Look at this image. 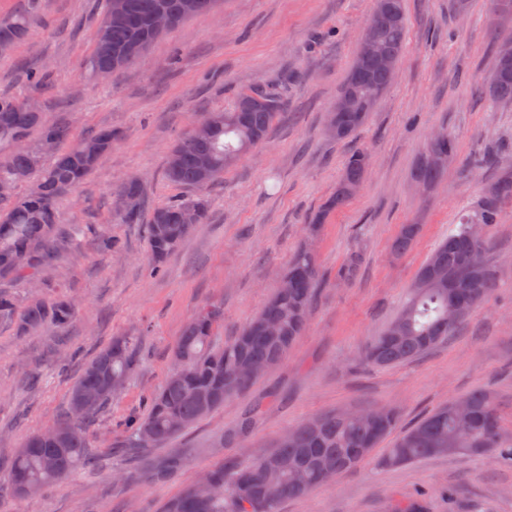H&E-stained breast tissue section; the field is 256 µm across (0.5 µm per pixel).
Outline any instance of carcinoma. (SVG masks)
Listing matches in <instances>:
<instances>
[{"label":"carcinoma","instance_id":"carcinoma-1","mask_svg":"<svg viewBox=\"0 0 512 512\" xmlns=\"http://www.w3.org/2000/svg\"><path fill=\"white\" fill-rule=\"evenodd\" d=\"M193 12L175 20L176 29L186 19L207 14L217 0H193ZM398 6L397 20L372 30L373 37L400 64L406 46L404 0H385ZM174 7V0H106V9L95 34L94 47L86 58V70L94 75L109 65L119 71L140 59L151 44L164 35L151 25L154 14ZM30 18L19 13L0 20V44L14 46L28 34ZM393 76L374 61L354 58L343 91L353 90L358 111L342 113L345 131L336 140L343 141L368 121L382 99ZM252 92L258 99L249 111L241 112V100L229 109L207 113L200 124L209 127L203 144L191 135L179 140L171 153L181 155L178 167L167 164L166 177L177 186L203 189L213 184L250 149L263 143L280 114L283 100L277 89L257 86ZM489 96L512 102V58L496 56ZM26 100L0 96V183L16 185L35 178L31 189L22 195L0 198V282L16 286L30 285L43 268L52 265L58 244L78 247L84 234L81 224L59 222L58 204L73 193L111 153L118 134L110 127L74 139L64 151H47L45 141L55 144L71 138L69 122L61 118L52 124L42 121V113L24 111ZM370 166L369 153L355 150L345 161L342 178L327 209L345 205L350 199L345 186L362 182ZM443 169L424 158L418 181L430 184ZM493 192L484 194L482 206L473 215H463L460 224L448 231L429 259L420 268L408 291L400 314L385 332L375 338L364 353V361L386 367L417 358L435 348L461 322L448 321V307L457 300L468 314L481 306L496 287L497 269L490 258L488 237L473 233L472 223L488 229L498 223L501 204L512 200V161L501 167L490 183ZM207 200L196 197L171 200L151 206L146 186L140 179H127L124 195L114 200L113 212L125 224L146 223L151 255V271L158 272L164 260L190 234L193 225L181 218L192 213L196 223L206 218ZM419 230L417 224H405L394 242L398 254L406 253ZM484 250L486 262L466 287L454 286L450 278L475 249ZM362 257L348 256L337 279L355 280ZM283 279L286 288H277L254 317L233 340L222 347L213 338L223 311L217 306L201 309L184 327L174 355L181 358L178 379L167 378L149 397L146 413L126 422L124 448L141 444L163 445L177 437L213 411L224 400L247 390L253 380L238 375L242 362H254L270 368L278 364L307 328L309 311L319 282L315 255L307 248L297 251L288 263ZM74 304L66 298L53 300L28 298L0 290V326L8 324L21 334L47 328L63 329L73 320ZM279 325L276 336L265 333V323ZM136 366V342L121 336L100 350L82 369L69 390V406L54 425L67 430L64 439L51 441L37 431L27 436L8 464L10 495L20 497L17 479H24L32 493L66 479L91 459L94 445L87 431L88 420L104 409L116 389L112 378L127 382ZM94 395L84 408L78 407L82 394ZM461 402L470 408V419L460 426L451 407L446 405L407 430L388 449L384 465H402L417 459L442 455L492 453L502 462L512 463V436L502 432L501 419L491 393L475 390ZM397 415L385 410L374 419L331 413L308 419L290 431L291 438L278 442L276 448L255 458L242 468L218 464L207 471L211 484L208 493L199 492L190 483L182 492L167 500L160 512H278L282 502L308 495L326 486L325 473L340 475L364 461L396 427ZM187 457L174 451L165 459L146 465V474L156 482L165 481L180 470Z\"/></svg>","mask_w":512,"mask_h":512}]
</instances>
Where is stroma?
Wrapping results in <instances>:
<instances>
[{
	"mask_svg": "<svg viewBox=\"0 0 512 512\" xmlns=\"http://www.w3.org/2000/svg\"><path fill=\"white\" fill-rule=\"evenodd\" d=\"M376 0H220L216 10L187 19L141 59L105 81L85 60L94 46L104 0H40L27 37L0 56V95L32 96L25 79L43 69L40 94L51 102L46 123L68 115L74 135L101 126L121 138L79 189L59 204L62 223L109 226L121 243L105 253L88 233L79 253L61 252L42 274L38 295L65 297L75 317L54 335L0 327V484L25 438L63 414L82 365L114 337H134L138 364L130 380L91 424L99 463L21 500L0 498V512H159L211 466L246 465L272 450L307 419L383 407L406 428L448 401L483 388L501 403L512 432V202L489 230L497 286L454 336L428 353L388 366L365 364V346L399 314L408 288L462 214L480 204L494 166L471 159L512 154V103H493L487 84L494 48L512 36V18L491 0H472L467 14L452 0H405L407 48L396 80L352 138L327 132L358 42ZM276 85L282 114L266 141L206 188V223L170 255L161 275L149 272L144 225L111 218V192L130 175L145 179L151 204L197 196L165 178L175 143L207 112L239 94ZM452 137L457 152L430 186L414 171L434 132ZM366 150L372 165L360 192L332 212L316 237L305 226L335 192L347 156ZM405 224L420 225L408 252L393 242ZM316 255L323 283L308 326L285 359L244 395L161 448L160 460L184 451L186 466L161 483L145 477L120 444L127 419L142 415L176 365L173 350L188 320L218 302L224 321L215 345L237 336L279 287L300 247ZM363 264L356 281L337 282L351 253ZM260 413L247 436L224 447L252 407ZM393 438L334 483L285 501L280 512H512V467L489 454L437 456L382 465Z\"/></svg>",
	"mask_w": 512,
	"mask_h": 512,
	"instance_id": "1",
	"label": "stroma"
}]
</instances>
